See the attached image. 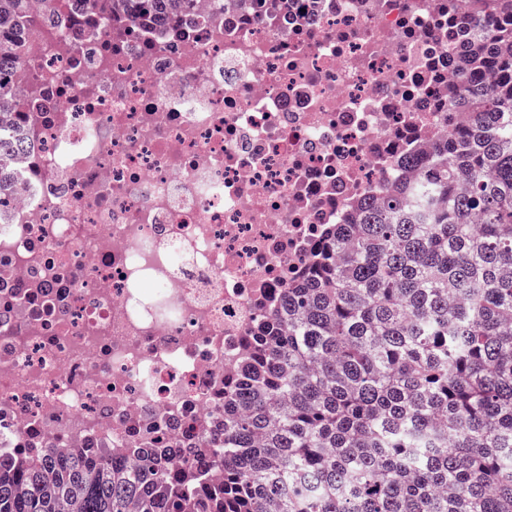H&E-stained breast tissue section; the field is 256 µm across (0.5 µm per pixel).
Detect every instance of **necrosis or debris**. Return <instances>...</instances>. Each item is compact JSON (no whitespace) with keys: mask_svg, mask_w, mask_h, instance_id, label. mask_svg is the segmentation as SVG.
<instances>
[{"mask_svg":"<svg viewBox=\"0 0 512 512\" xmlns=\"http://www.w3.org/2000/svg\"><path fill=\"white\" fill-rule=\"evenodd\" d=\"M20 19L0 201V461L163 448L211 471L224 378L331 225L465 127L463 0H194ZM88 22L107 16L115 21L136 22L149 14H168L173 10L186 11L191 0H82Z\"/></svg>","mask_w":512,"mask_h":512,"instance_id":"1","label":"necrosis or debris"}]
</instances>
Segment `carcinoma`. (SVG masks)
Masks as SVG:
<instances>
[{"instance_id":"cac0c4a2","label":"carcinoma","mask_w":512,"mask_h":512,"mask_svg":"<svg viewBox=\"0 0 512 512\" xmlns=\"http://www.w3.org/2000/svg\"><path fill=\"white\" fill-rule=\"evenodd\" d=\"M30 0H0L1 73ZM136 22L191 0H83ZM503 25L470 45L448 106L473 114L361 201L311 272L258 320L224 394L218 484L161 449L116 462L45 448L0 465V512H512V0H469ZM494 69L487 87L469 70ZM19 144L0 129V199Z\"/></svg>"}]
</instances>
